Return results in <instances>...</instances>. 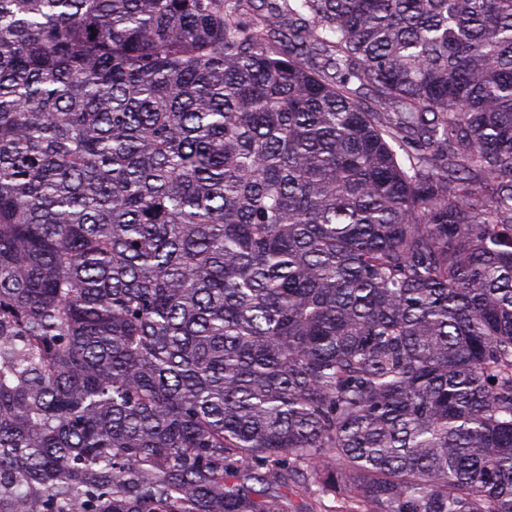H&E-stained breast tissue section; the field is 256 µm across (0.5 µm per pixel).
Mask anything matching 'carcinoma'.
I'll list each match as a JSON object with an SVG mask.
<instances>
[{
    "label": "carcinoma",
    "mask_w": 512,
    "mask_h": 512,
    "mask_svg": "<svg viewBox=\"0 0 512 512\" xmlns=\"http://www.w3.org/2000/svg\"><path fill=\"white\" fill-rule=\"evenodd\" d=\"M328 496L512 512V0H0V512Z\"/></svg>",
    "instance_id": "obj_1"
}]
</instances>
